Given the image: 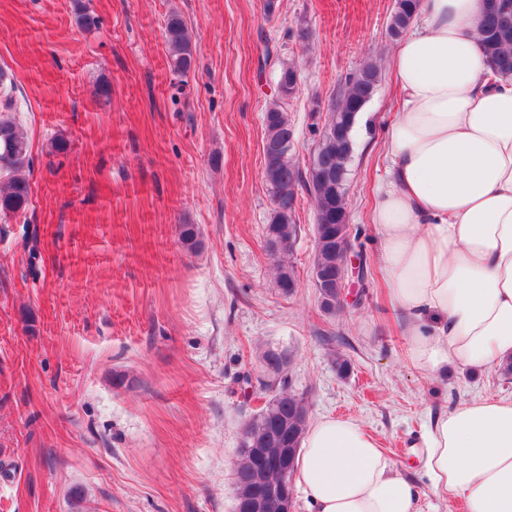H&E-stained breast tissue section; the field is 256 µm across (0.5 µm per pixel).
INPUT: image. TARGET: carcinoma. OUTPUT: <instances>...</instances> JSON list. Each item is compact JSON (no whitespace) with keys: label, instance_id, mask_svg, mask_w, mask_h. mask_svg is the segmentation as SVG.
Listing matches in <instances>:
<instances>
[{"label":"carcinoma","instance_id":"1","mask_svg":"<svg viewBox=\"0 0 512 512\" xmlns=\"http://www.w3.org/2000/svg\"><path fill=\"white\" fill-rule=\"evenodd\" d=\"M421 0H395L393 12L386 27V36L399 39L412 24L419 11ZM480 48L491 77L512 74V0H485L481 23ZM165 40L169 48L170 67L183 77L196 68L194 47L179 15H168L164 25ZM379 82L377 69L364 65L348 77L339 98L331 108V123L354 125L357 114L372 98ZM298 84V70L294 65L281 69L277 83V98L263 116L264 178L275 204L269 224L265 227L266 244L274 247L277 285L297 281L294 266L286 264L281 256L291 251L296 225L293 224L294 204L298 188H304L314 199L316 207L315 229L336 228L347 212V180L344 175L341 188H336V177L350 168L354 147L336 146V141L321 137L310 161V171L303 173L292 161L294 131L284 111L286 100L291 98ZM29 144L19 126L10 118L0 117V213L16 214L26 209L29 200V182L19 175L29 162ZM182 243L190 251L200 246L194 225L181 227ZM266 372L279 379L278 392L243 426L247 440L239 442V460L235 469V498L244 495L250 486L254 460L245 445L257 442L264 448H280L282 444L274 435L275 420L293 418L308 412L304 397L288 391L285 378L288 359L283 353L267 352ZM308 423L302 419L288 427V447L295 449L289 464L288 481H293L295 462L301 449V439Z\"/></svg>","mask_w":512,"mask_h":512}]
</instances>
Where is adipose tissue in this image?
I'll return each instance as SVG.
<instances>
[{
    "mask_svg": "<svg viewBox=\"0 0 512 512\" xmlns=\"http://www.w3.org/2000/svg\"><path fill=\"white\" fill-rule=\"evenodd\" d=\"M483 10L484 0H422L389 62L400 109L371 222L408 357L430 376L512 358V77L489 75ZM421 446L435 496L512 512V398L437 416ZM296 480L309 512H415L414 483L353 418L307 427Z\"/></svg>",
    "mask_w": 512,
    "mask_h": 512,
    "instance_id": "adipose-tissue-1",
    "label": "adipose tissue"
}]
</instances>
